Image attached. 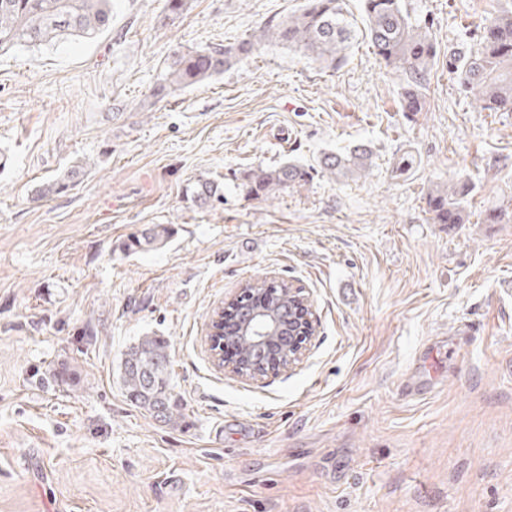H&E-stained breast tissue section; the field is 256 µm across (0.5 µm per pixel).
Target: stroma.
Masks as SVG:
<instances>
[{
	"label": "stroma",
	"instance_id": "35a3bbf8",
	"mask_svg": "<svg viewBox=\"0 0 512 512\" xmlns=\"http://www.w3.org/2000/svg\"><path fill=\"white\" fill-rule=\"evenodd\" d=\"M165 4L112 0L97 37L0 51V512H512V223L483 221L512 208V112L448 73L512 0H405L438 51L411 119L364 35L334 71L262 39L304 0ZM246 39L220 76L153 97L174 52ZM358 143L369 175L317 170ZM288 161L310 182L241 190ZM201 179L223 202L186 196ZM460 179L466 223H432L428 191ZM147 224L170 240L127 251ZM257 278L304 288L318 326L292 369L242 379L206 336ZM146 335L170 344L178 426L122 389ZM62 365L75 382L49 378ZM87 172V164L81 163L72 165L63 174L48 182L38 190V196L48 197L60 195L67 192L72 186H74L80 179H82Z\"/></svg>",
	"mask_w": 512,
	"mask_h": 512
}]
</instances>
